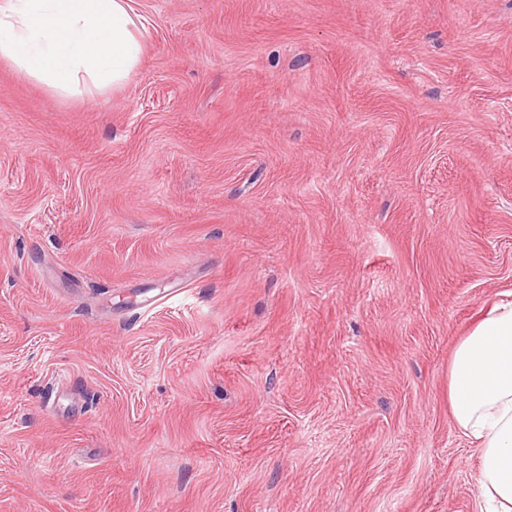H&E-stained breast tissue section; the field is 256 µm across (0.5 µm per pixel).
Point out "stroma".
<instances>
[{"label": "stroma", "mask_w": 512, "mask_h": 512, "mask_svg": "<svg viewBox=\"0 0 512 512\" xmlns=\"http://www.w3.org/2000/svg\"><path fill=\"white\" fill-rule=\"evenodd\" d=\"M133 9L120 88L0 59V512H480L512 0Z\"/></svg>", "instance_id": "obj_1"}]
</instances>
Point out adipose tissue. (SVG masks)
<instances>
[{
    "label": "adipose tissue",
    "instance_id": "obj_1",
    "mask_svg": "<svg viewBox=\"0 0 512 512\" xmlns=\"http://www.w3.org/2000/svg\"><path fill=\"white\" fill-rule=\"evenodd\" d=\"M132 0H0V58L50 88H118L143 42ZM448 404L480 454L481 512H512V301L494 305L455 347Z\"/></svg>",
    "mask_w": 512,
    "mask_h": 512
}]
</instances>
